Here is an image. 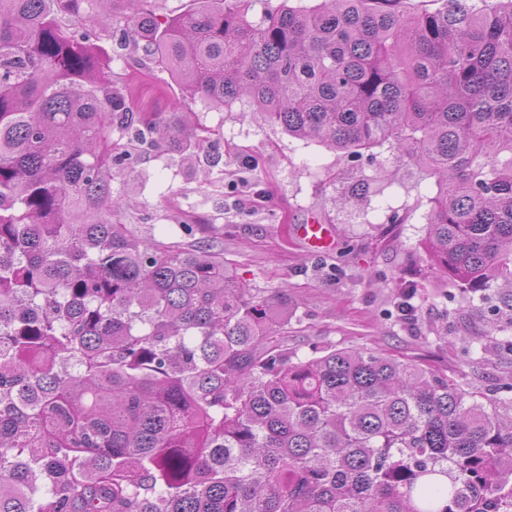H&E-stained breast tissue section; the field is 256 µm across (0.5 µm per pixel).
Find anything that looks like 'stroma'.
Instances as JSON below:
<instances>
[{"label": "stroma", "instance_id": "obj_1", "mask_svg": "<svg viewBox=\"0 0 512 512\" xmlns=\"http://www.w3.org/2000/svg\"><path fill=\"white\" fill-rule=\"evenodd\" d=\"M159 85L136 91V102L196 113L217 140L194 163L151 153L114 169L112 188L128 200L122 223L165 241L183 239V225H213L237 277L287 312L286 342L299 357L330 345L377 351L512 398V316L496 312V291L479 300L429 272L424 240L438 186L422 164L387 144L353 160L246 104L181 97L169 74ZM360 178V196L337 203ZM312 217L331 227L330 253L309 255L296 236Z\"/></svg>", "mask_w": 512, "mask_h": 512}]
</instances>
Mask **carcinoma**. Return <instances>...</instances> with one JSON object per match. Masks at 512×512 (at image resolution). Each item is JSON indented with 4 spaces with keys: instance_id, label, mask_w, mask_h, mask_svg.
<instances>
[{
    "instance_id": "1",
    "label": "carcinoma",
    "mask_w": 512,
    "mask_h": 512,
    "mask_svg": "<svg viewBox=\"0 0 512 512\" xmlns=\"http://www.w3.org/2000/svg\"><path fill=\"white\" fill-rule=\"evenodd\" d=\"M192 2L0 0V512H512V398L301 360L224 251L120 222L112 169L210 130L94 58L140 45L189 97L426 165L430 271L484 298L512 284V0ZM320 0H252V6L248 17L250 20H259L262 15L274 11L283 6H307L312 7L320 4Z\"/></svg>"
}]
</instances>
